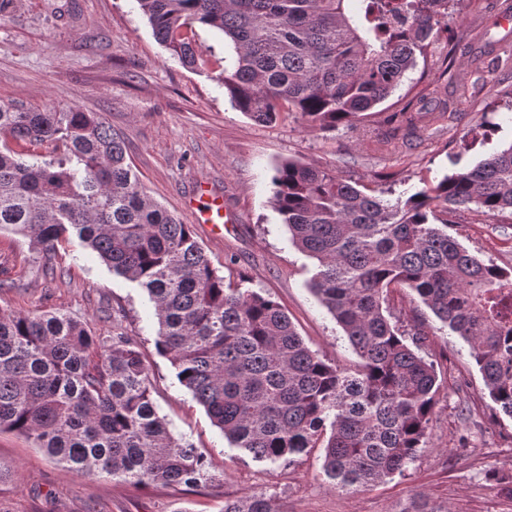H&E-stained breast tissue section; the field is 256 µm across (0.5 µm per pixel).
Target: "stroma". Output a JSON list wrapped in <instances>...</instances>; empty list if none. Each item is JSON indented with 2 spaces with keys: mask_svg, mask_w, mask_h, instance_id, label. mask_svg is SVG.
Segmentation results:
<instances>
[{
  "mask_svg": "<svg viewBox=\"0 0 512 512\" xmlns=\"http://www.w3.org/2000/svg\"><path fill=\"white\" fill-rule=\"evenodd\" d=\"M505 3L468 0L373 112L322 132L295 112L260 124L233 109L222 86L181 65L155 40L135 0H0V102L100 113L123 136L143 189L192 224L225 283L243 282L272 297L312 351L352 371L359 357L310 290L316 262L292 243L273 208V168L294 159L406 197L511 144L512 60L504 52L512 49V24L501 18ZM449 52L454 63L447 70L442 61ZM432 96L448 100L451 118L417 131L407 144L390 138L385 116L417 109ZM202 181L222 195L223 209L211 223L196 225L189 203ZM456 219L450 233L465 249L512 269V215L492 218L472 209ZM53 263L51 279L24 237L1 232L0 310H57L101 336L121 319L144 354L158 414L224 479L191 490L80 476L25 437L2 432L0 512H222L225 499L256 492L273 496L284 512H405L415 499L435 512H512V495L485 481L489 469L512 468V418L483 394L467 343L407 293H395L391 311L403 330L412 313L422 314L431 334L427 359L446 381L428 447L404 475L345 493L323 475L320 451L288 465L231 447L157 352L153 305L136 283L112 274L75 238L59 246ZM467 406L477 412L475 424L466 422Z\"/></svg>",
  "mask_w": 512,
  "mask_h": 512,
  "instance_id": "obj_1",
  "label": "stroma"
}]
</instances>
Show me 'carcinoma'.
Wrapping results in <instances>:
<instances>
[{"instance_id":"1","label":"carcinoma","mask_w":512,"mask_h":512,"mask_svg":"<svg viewBox=\"0 0 512 512\" xmlns=\"http://www.w3.org/2000/svg\"><path fill=\"white\" fill-rule=\"evenodd\" d=\"M156 41L207 71L257 123L297 112L313 128L349 124L385 100L464 0H136ZM236 59L198 53L196 26ZM62 149L34 156L29 147ZM272 204L295 246L316 261L311 291L360 358L345 371L312 351L278 302L224 276L184 224L144 192L125 142L96 112L0 103V232L51 260L76 237L154 305L155 347L235 447L292 463L323 450L347 493L403 474L427 446L439 402L427 334L391 324L389 295H416L463 338L484 391L512 418V273L470 254L448 215L512 211V144L473 168L391 202L332 170L285 160ZM33 441L82 476L188 488L223 481L177 437L151 398L138 343L113 320L97 336L65 313L0 311V432ZM490 487L512 494V474ZM223 512H280L263 493Z\"/></svg>"}]
</instances>
